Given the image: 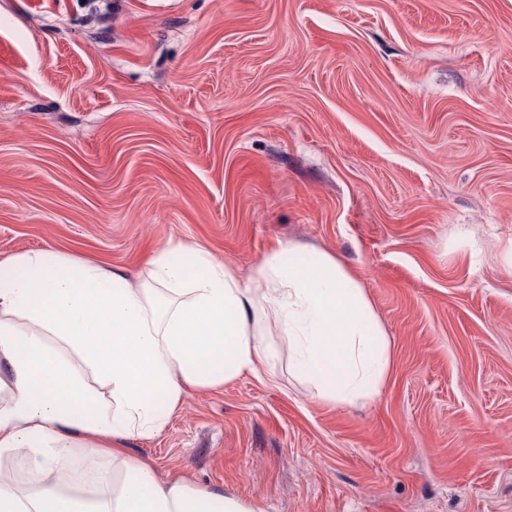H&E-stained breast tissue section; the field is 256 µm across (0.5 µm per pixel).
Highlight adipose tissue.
Instances as JSON below:
<instances>
[{
  "instance_id": "1",
  "label": "adipose tissue",
  "mask_w": 512,
  "mask_h": 512,
  "mask_svg": "<svg viewBox=\"0 0 512 512\" xmlns=\"http://www.w3.org/2000/svg\"><path fill=\"white\" fill-rule=\"evenodd\" d=\"M279 335L318 400L378 396L386 334L359 276L294 245L249 282L201 246L158 250L130 278L48 248L0 261V512H262L158 477L127 452L166 427L191 390L259 374Z\"/></svg>"
}]
</instances>
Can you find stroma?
Segmentation results:
<instances>
[{"instance_id":"35a3bbf8","label":"stroma","mask_w":512,"mask_h":512,"mask_svg":"<svg viewBox=\"0 0 512 512\" xmlns=\"http://www.w3.org/2000/svg\"><path fill=\"white\" fill-rule=\"evenodd\" d=\"M171 241L335 254L392 368L325 404L281 345L131 454L263 512H512V0H0V260Z\"/></svg>"}]
</instances>
